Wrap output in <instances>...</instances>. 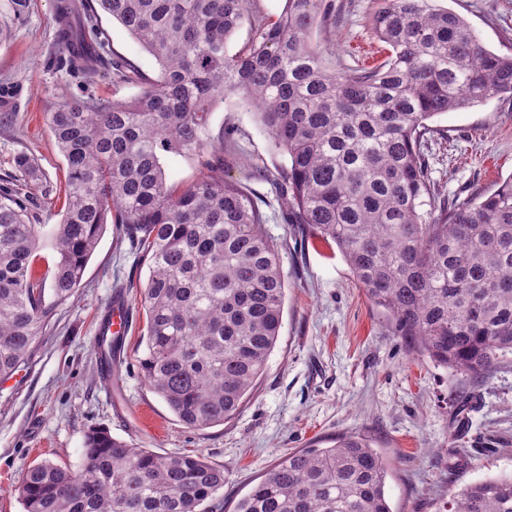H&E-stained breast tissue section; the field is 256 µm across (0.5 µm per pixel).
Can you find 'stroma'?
Segmentation results:
<instances>
[{
  "mask_svg": "<svg viewBox=\"0 0 512 512\" xmlns=\"http://www.w3.org/2000/svg\"><path fill=\"white\" fill-rule=\"evenodd\" d=\"M326 33L340 64L383 60L372 16L377 0H335ZM463 16L492 51L512 54V0H433ZM57 0H27L14 12L0 0V23L12 35L0 44V188L18 187L29 212L56 224L63 213L66 166L48 114L65 100L128 98L135 85L116 84L109 70L86 77L70 69L58 39ZM108 39L104 56L119 55L157 76L156 61L125 29L99 14ZM237 126L225 147L240 161L228 171L256 199L283 258V324L265 370L240 414L224 424L183 425L144 378L138 361L145 317L139 291L148 265L133 250L125 225L110 224L74 298L59 308L35 342L28 363L0 383V512H23L16 486L29 464L82 465L87 433L112 436L162 454L197 452L222 466V512L288 451L358 434L384 458L394 512H443L453 487L512 474V354L472 379L435 366L396 336L367 298L336 246L289 223L287 209L255 164L287 160L261 132L254 113L228 98L215 105L212 129ZM442 134L427 150L432 179L452 199L491 189L512 175V98L432 119ZM36 165L20 177L18 156ZM129 305L131 324L111 377L101 375L96 348L99 312L114 293Z\"/></svg>",
  "mask_w": 512,
  "mask_h": 512,
  "instance_id": "obj_1",
  "label": "stroma"
}]
</instances>
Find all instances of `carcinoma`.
Segmentation results:
<instances>
[{"instance_id":"obj_1","label":"carcinoma","mask_w":512,"mask_h":512,"mask_svg":"<svg viewBox=\"0 0 512 512\" xmlns=\"http://www.w3.org/2000/svg\"><path fill=\"white\" fill-rule=\"evenodd\" d=\"M109 15L159 66L151 77L112 58L140 92L65 101L49 127L66 162L59 223H36L11 188L0 194V380L24 366L53 313L76 294L107 221L124 224L149 276L140 291L139 365L185 425L238 415L274 350L286 282L279 247L253 198L226 177L234 153L213 136L212 109L235 97L288 166L263 177L291 223L334 243L371 303L420 355L479 378L512 351V176L448 200L424 149L432 118L512 97V55L489 50L461 15L430 0H380L373 30L388 49L372 68L336 69L314 39L336 22L333 0H60L70 68L104 64L85 23ZM249 25L247 47L230 37ZM195 157L200 177L169 180L163 157ZM55 254L51 279L36 253ZM386 464L368 440L288 453L235 512H393ZM224 468L201 454H160L88 432L76 471L25 468L23 512H214ZM448 512H512V475L466 484Z\"/></svg>"}]
</instances>
